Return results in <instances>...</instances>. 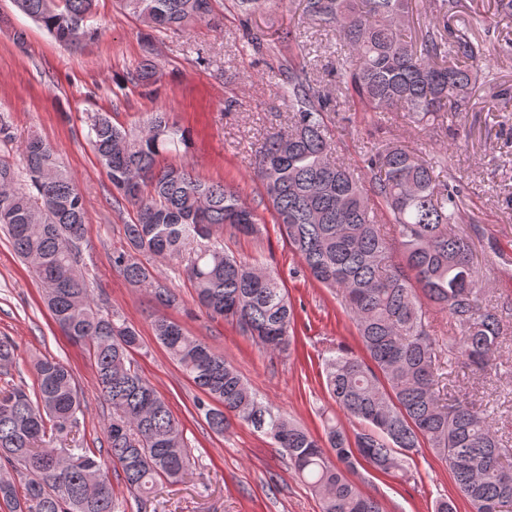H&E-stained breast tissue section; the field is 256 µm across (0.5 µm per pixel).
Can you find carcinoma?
<instances>
[{"label": "carcinoma", "mask_w": 512, "mask_h": 512, "mask_svg": "<svg viewBox=\"0 0 512 512\" xmlns=\"http://www.w3.org/2000/svg\"><path fill=\"white\" fill-rule=\"evenodd\" d=\"M214 0H118L144 27L181 32L213 15ZM414 0H302L303 13L336 31L344 54L336 85L361 112L399 111L414 123L463 112L478 78L480 48L448 26L453 0H429L432 22L421 39L406 30ZM57 41L79 48L93 40L96 0H15ZM269 0H233L242 14ZM288 129L264 137L252 165L275 222L309 275L334 291L350 313L368 359L337 350L325 360L330 396L367 429L349 438L327 423L335 459L307 430L260 400L224 356L159 317L157 340L202 392L197 408L209 429L224 434L226 414L272 441L320 497L321 512H383L380 502L346 472L366 463L383 473H409L410 454L427 443L448 465L474 512H512V453L488 417L467 396L446 402L439 371L445 359L486 375L497 370L504 336L498 307L485 302L463 223V190L440 183L433 164L387 144L368 154L364 172L332 158L324 122L330 93L303 55L283 60ZM128 80L157 92L155 64L145 59ZM91 143L112 186L136 210L124 225L126 247L112 266L135 288H147L165 307L180 299L162 284L147 256L184 264L197 302L213 319L229 320L266 350L283 352L294 340V310L274 272L224 252L212 242L224 228L251 236L261 218L239 192L193 177L160 157L187 145L188 131L166 112H151L137 131L99 114ZM26 184L0 160V228L33 270L44 301L64 335L87 347L96 384L112 407L106 454L67 443L83 413L69 368L44 357L34 369L37 388L16 385L0 398V502L9 512H124L109 477L121 470L128 492L148 496L157 482H179L194 465L183 431L165 400L132 362L141 345L134 328L94 305L78 268L86 232L85 199L52 145L33 135L20 148ZM444 313L459 335L434 336L425 305ZM16 360V345L0 336V369ZM217 401L215 408L210 402Z\"/></svg>", "instance_id": "cac0c4a2"}]
</instances>
